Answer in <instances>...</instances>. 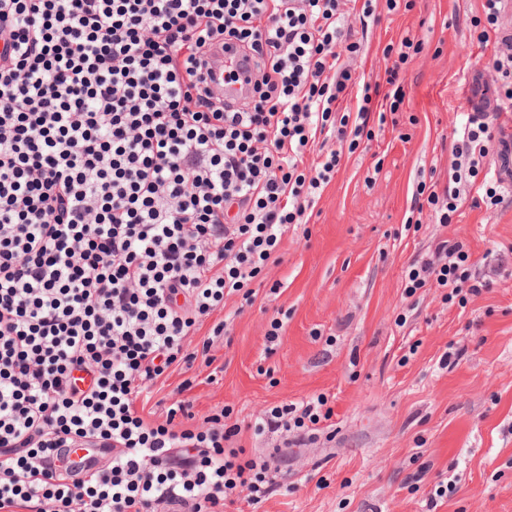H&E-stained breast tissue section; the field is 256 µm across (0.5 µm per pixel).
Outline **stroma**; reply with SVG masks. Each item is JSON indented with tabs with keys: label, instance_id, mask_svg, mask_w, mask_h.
I'll list each match as a JSON object with an SVG mask.
<instances>
[{
	"label": "stroma",
	"instance_id": "35a3bbf8",
	"mask_svg": "<svg viewBox=\"0 0 512 512\" xmlns=\"http://www.w3.org/2000/svg\"><path fill=\"white\" fill-rule=\"evenodd\" d=\"M482 4L418 0L368 23L356 67L373 82L386 43L409 30L425 40L401 74L397 128L344 157L254 300L229 298L190 336L201 349L213 322L226 321L208 360L153 387L144 415L165 422L186 399L200 425L230 409L241 427L231 447L274 468L266 500L248 504L241 488L224 512H512V206L466 200L452 224L407 222L421 172L447 179L461 114L477 101L496 109L497 93L476 78L493 51L471 24ZM442 240L463 244L489 288L462 299L438 287L407 294L411 265ZM275 319L283 327L271 343ZM187 379L191 390L179 392ZM317 396L333 415L316 437L252 430L266 410Z\"/></svg>",
	"mask_w": 512,
	"mask_h": 512
}]
</instances>
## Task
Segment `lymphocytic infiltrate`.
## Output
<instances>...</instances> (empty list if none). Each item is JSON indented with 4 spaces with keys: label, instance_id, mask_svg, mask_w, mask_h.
Wrapping results in <instances>:
<instances>
[{
    "label": "lymphocytic infiltrate",
    "instance_id": "lymphocytic-infiltrate-1",
    "mask_svg": "<svg viewBox=\"0 0 512 512\" xmlns=\"http://www.w3.org/2000/svg\"><path fill=\"white\" fill-rule=\"evenodd\" d=\"M373 2L0 0V512H224L237 488L254 503L272 492L267 463L229 447V411L179 429L190 402L162 424L136 403L192 368L196 326L226 297L251 299L343 151L399 112L424 41L384 47L389 105L374 114L354 66ZM229 43L256 67L237 107L202 73ZM501 117L463 115L448 180L420 181L415 212L448 224L467 195L512 203L488 162ZM468 259L443 240L408 278L458 293L481 279ZM325 404L274 407L254 429L319 424ZM77 441L110 465H57Z\"/></svg>",
    "mask_w": 512,
    "mask_h": 512
}]
</instances>
